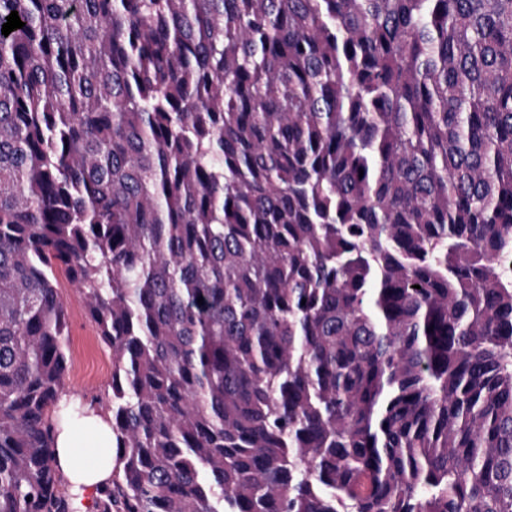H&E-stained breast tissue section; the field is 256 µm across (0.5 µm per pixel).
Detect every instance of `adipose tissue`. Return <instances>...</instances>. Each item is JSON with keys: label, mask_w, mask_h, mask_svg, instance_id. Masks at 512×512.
<instances>
[{"label": "adipose tissue", "mask_w": 512, "mask_h": 512, "mask_svg": "<svg viewBox=\"0 0 512 512\" xmlns=\"http://www.w3.org/2000/svg\"><path fill=\"white\" fill-rule=\"evenodd\" d=\"M84 438H77L71 426L59 424L55 435L60 466L70 485L74 512H87L86 503L95 495L97 487L112 477L111 463L92 465L87 462L79 451L80 445L99 448L102 443L111 441L112 427L105 414L96 410H88L81 417Z\"/></svg>", "instance_id": "1"}]
</instances>
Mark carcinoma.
<instances>
[{"mask_svg":"<svg viewBox=\"0 0 512 512\" xmlns=\"http://www.w3.org/2000/svg\"><path fill=\"white\" fill-rule=\"evenodd\" d=\"M0 512H512V0H0ZM203 303H198V298ZM61 296L70 323L71 368L67 379L69 395L88 406L104 411L101 405L90 406L95 396L111 393L112 352L99 339L95 325L77 290L61 276ZM78 423L84 427L86 439H77L72 426L60 423L56 429L55 448L60 466L70 485L74 512H87L86 502L96 495L97 487L112 478V448L107 461L101 466L90 465L85 458L91 448L97 449L103 442L112 445V427L105 414L92 409ZM81 442L87 445L84 446L86 448H82Z\"/></svg>","mask_w":512,"mask_h":512,"instance_id":"cac0c4a2","label":"carcinoma"}]
</instances>
